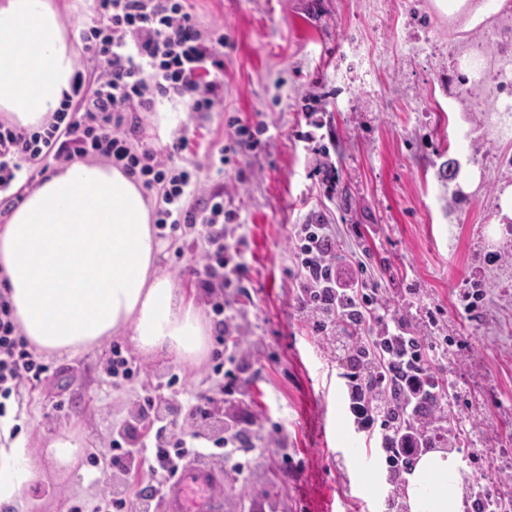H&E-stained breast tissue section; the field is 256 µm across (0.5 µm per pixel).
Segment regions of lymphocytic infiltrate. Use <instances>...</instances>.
<instances>
[{"label":"lymphocytic infiltrate","instance_id":"f902f5d3","mask_svg":"<svg viewBox=\"0 0 512 512\" xmlns=\"http://www.w3.org/2000/svg\"><path fill=\"white\" fill-rule=\"evenodd\" d=\"M86 58L71 95L41 126L21 128L0 120V210L9 211L50 170L77 159L122 167L155 201V224L169 236L190 238L193 274L216 318L209 374L218 395L198 392L184 408L178 430L158 426L149 439L120 438L110 446L113 469L129 472L137 459L156 473L153 483L130 495L106 493L94 512H155L169 478L196 457L222 463L246 478L254 449L238 429L233 409L241 396V328L227 315L218 288L239 281L244 269L238 248L227 241L224 193L197 199L195 173L174 163L187 146L185 136L159 149L143 135V115L158 100H186L194 112H209L223 92L214 78L224 61L217 47L224 38L200 27L189 0H96L80 32ZM299 307L322 345L342 352L348 410L355 429L374 436L388 466L390 498L400 477L424 449L439 443L437 423L448 410L436 375L444 353L432 337L396 317L373 268L345 253L327 225H294ZM50 367L30 349L0 290V415L4 401L21 385L47 380ZM224 398V434L212 447L187 445L213 416L216 396Z\"/></svg>","mask_w":512,"mask_h":512}]
</instances>
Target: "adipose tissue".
Masks as SVG:
<instances>
[{"mask_svg": "<svg viewBox=\"0 0 512 512\" xmlns=\"http://www.w3.org/2000/svg\"><path fill=\"white\" fill-rule=\"evenodd\" d=\"M76 70L52 0H0V112L24 128L61 107ZM142 186L112 165L82 160L47 174L0 227V284L37 350L75 356L114 336L139 350L196 362L201 313L157 266L159 244ZM0 418V505L27 512L22 492L42 472ZM457 454L431 449L407 477L408 512H465Z\"/></svg>", "mask_w": 512, "mask_h": 512, "instance_id": "adipose-tissue-1", "label": "adipose tissue"}]
</instances>
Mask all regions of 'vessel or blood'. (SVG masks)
<instances>
[{"mask_svg": "<svg viewBox=\"0 0 512 512\" xmlns=\"http://www.w3.org/2000/svg\"><path fill=\"white\" fill-rule=\"evenodd\" d=\"M224 473L197 458L185 466L169 485L163 499L164 512H225Z\"/></svg>", "mask_w": 512, "mask_h": 512, "instance_id": "b4317fda", "label": "vessel or blood"}]
</instances>
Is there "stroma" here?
<instances>
[{
	"instance_id": "35a3bbf8",
	"label": "stroma",
	"mask_w": 512,
	"mask_h": 512,
	"mask_svg": "<svg viewBox=\"0 0 512 512\" xmlns=\"http://www.w3.org/2000/svg\"><path fill=\"white\" fill-rule=\"evenodd\" d=\"M490 2L486 23L463 31L432 0H191L200 25L224 33L223 101L210 112L164 101L144 123L158 148L181 130L189 145L180 164L194 166L205 191L223 190L237 215L228 231L245 271L224 302L249 353L242 376L257 451L248 487L224 481L229 512H387L382 457L350 454L365 436L347 411L342 363L296 309L290 234L310 222L369 255L392 311L446 346L452 449L471 481L512 494V235L497 222L499 195L512 186V137L487 132V112L470 106L481 93L457 63L459 42L492 24L512 28V12ZM233 118L265 131L223 166ZM446 162L459 174L443 178ZM160 245V269L212 325L191 247ZM475 289L483 299L471 311ZM111 348L107 340L48 358L50 381L8 402L44 472L25 493L39 512H67L75 500L91 510L111 490L109 444L126 426L141 428L128 406L143 387L174 373L192 392L211 385L208 359L141 353L138 380L114 391L104 374ZM63 431L84 444L67 470L46 459Z\"/></svg>"
}]
</instances>
